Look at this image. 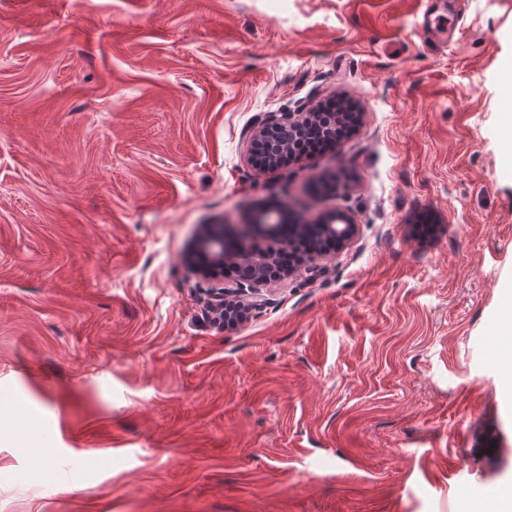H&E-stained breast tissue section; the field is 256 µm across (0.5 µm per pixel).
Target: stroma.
I'll use <instances>...</instances> for the list:
<instances>
[{
    "instance_id": "obj_1",
    "label": "stroma",
    "mask_w": 512,
    "mask_h": 512,
    "mask_svg": "<svg viewBox=\"0 0 512 512\" xmlns=\"http://www.w3.org/2000/svg\"><path fill=\"white\" fill-rule=\"evenodd\" d=\"M336 94L351 137L247 162ZM511 113L512 0H0V512L490 508ZM283 205L357 237L213 323L202 225ZM325 115L311 112H270L245 134V156L259 161L263 169L277 170L298 161L292 153L294 142L303 128L320 123Z\"/></svg>"
}]
</instances>
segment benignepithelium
Returning a JSON list of instances; mask_svg holds the SVG:
<instances>
[{"label":"benign epithelium","mask_w":512,"mask_h":512,"mask_svg":"<svg viewBox=\"0 0 512 512\" xmlns=\"http://www.w3.org/2000/svg\"><path fill=\"white\" fill-rule=\"evenodd\" d=\"M324 114L311 112H270L258 120L245 134V156L258 161L267 170H277L299 160L292 153L301 130L323 121ZM266 224H286L293 236L282 246L246 248L242 242ZM358 233L354 215L344 210L327 212L315 224L305 223L290 206L258 213L250 224H208L200 232L198 248L192 261L194 273L212 283L208 289L209 312L224 314L238 323L247 322L261 308L263 296L271 286L295 273L293 268L280 266V252L305 243L299 266L312 270L326 258L330 243L342 250L349 247ZM239 269L237 280L224 284V264Z\"/></svg>","instance_id":"obj_1"}]
</instances>
